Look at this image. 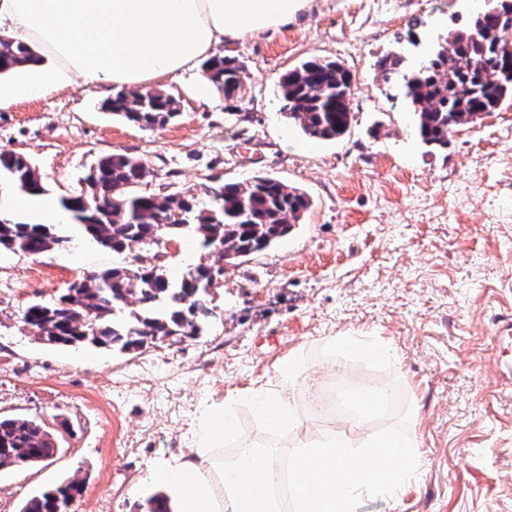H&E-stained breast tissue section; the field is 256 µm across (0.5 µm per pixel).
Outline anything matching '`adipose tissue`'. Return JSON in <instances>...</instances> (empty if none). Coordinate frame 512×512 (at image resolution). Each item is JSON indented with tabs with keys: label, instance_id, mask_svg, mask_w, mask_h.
Here are the masks:
<instances>
[{
	"label": "adipose tissue",
	"instance_id": "adipose-tissue-1",
	"mask_svg": "<svg viewBox=\"0 0 512 512\" xmlns=\"http://www.w3.org/2000/svg\"><path fill=\"white\" fill-rule=\"evenodd\" d=\"M308 2L0 0V36L24 42L38 56L20 78L0 81V108L48 94L74 73L91 85L149 90L161 76L192 68L219 45L278 28ZM322 348L333 362L392 356L368 336H332ZM297 391L283 368L275 383L241 397L261 423L290 435V504L272 487L278 458L262 442L251 441L243 465L225 466L224 441L235 434V408L228 405L202 413L187 458L149 467L150 478L174 490L173 512H358L366 497L396 501L424 465L414 432L391 427L359 444L333 435L310 440Z\"/></svg>",
	"mask_w": 512,
	"mask_h": 512
}]
</instances>
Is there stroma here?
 I'll list each match as a JSON object with an SVG mask.
<instances>
[{
    "instance_id": "stroma-1",
    "label": "stroma",
    "mask_w": 512,
    "mask_h": 512,
    "mask_svg": "<svg viewBox=\"0 0 512 512\" xmlns=\"http://www.w3.org/2000/svg\"><path fill=\"white\" fill-rule=\"evenodd\" d=\"M491 3L311 0L287 24L217 48L243 65L237 96L210 90L199 65L157 80L181 112L161 129L103 112L108 92L78 76L0 109V152L24 155L56 202L111 153L142 159L141 188L159 196L270 175L312 201L286 238L224 265L201 335L129 352L48 345L21 320L32 300H54L119 255L84 238L35 257L1 249L0 415L43 421L60 451L0 470V512L73 479L83 493L68 512H140L162 490L148 467L190 454L201 411L273 379L292 356L304 393L329 372L340 392H400L355 425L336 406L334 425L356 436L410 426L425 459L397 503L367 497L358 512H512V388L489 366L493 320L512 313V105L432 149L376 66L393 51L418 64ZM312 58L353 76L350 126L333 141L308 139L279 97L281 76ZM347 335L379 337L398 366L330 365L323 339Z\"/></svg>"
}]
</instances>
